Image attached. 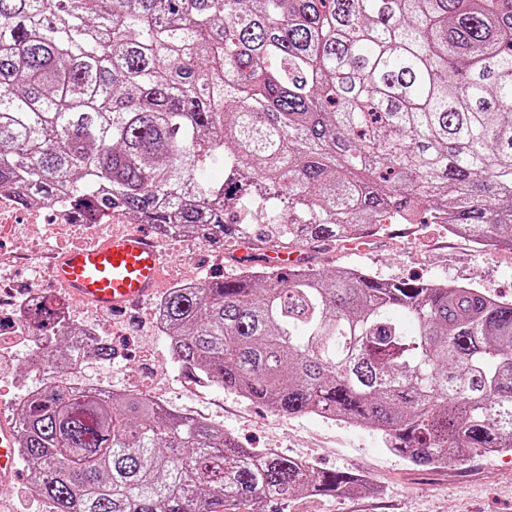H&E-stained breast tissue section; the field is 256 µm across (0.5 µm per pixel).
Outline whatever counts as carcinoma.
Instances as JSON below:
<instances>
[{"instance_id": "obj_1", "label": "carcinoma", "mask_w": 512, "mask_h": 512, "mask_svg": "<svg viewBox=\"0 0 512 512\" xmlns=\"http://www.w3.org/2000/svg\"><path fill=\"white\" fill-rule=\"evenodd\" d=\"M2 191L209 246L444 218L512 250V0H0ZM163 316L182 369L273 411L370 427L419 467L512 453V303L479 288L249 267L169 289ZM55 318L30 308L36 331ZM17 454L48 512L372 490L62 381L27 399Z\"/></svg>"}]
</instances>
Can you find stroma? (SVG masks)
I'll list each match as a JSON object with an SVG mask.
<instances>
[{
  "label": "stroma",
  "mask_w": 512,
  "mask_h": 512,
  "mask_svg": "<svg viewBox=\"0 0 512 512\" xmlns=\"http://www.w3.org/2000/svg\"><path fill=\"white\" fill-rule=\"evenodd\" d=\"M161 247L164 292L189 276L199 282L230 278L266 261L234 240L211 248L166 239ZM300 255L322 270L469 285L512 302V250L472 247L441 224H386L363 242L329 243ZM154 306L150 299L121 315L99 312L98 323L112 338V362L89 368V375L110 382L116 392L136 386L172 411L204 417L256 453L274 450L322 470L354 472L376 487L363 495L295 499L277 512H512L511 453L477 452L461 463L416 467L385 448L370 428L311 414L288 416L195 380L175 363L156 329Z\"/></svg>",
  "instance_id": "stroma-1"
}]
</instances>
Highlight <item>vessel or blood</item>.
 Returning a JSON list of instances; mask_svg holds the SVG:
<instances>
[{
    "label": "vessel or blood",
    "instance_id": "1",
    "mask_svg": "<svg viewBox=\"0 0 512 512\" xmlns=\"http://www.w3.org/2000/svg\"><path fill=\"white\" fill-rule=\"evenodd\" d=\"M164 253L141 231L115 233L96 246L63 253L51 268L71 295L99 309L121 314L154 295L160 286ZM17 429L0 416V482L17 477Z\"/></svg>",
    "mask_w": 512,
    "mask_h": 512
}]
</instances>
